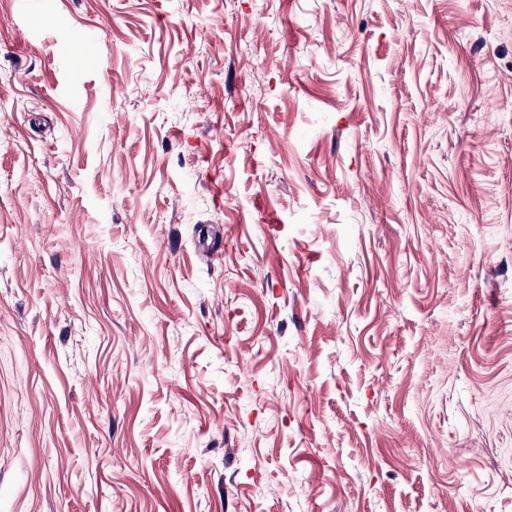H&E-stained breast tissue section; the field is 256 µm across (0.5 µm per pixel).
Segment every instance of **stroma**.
<instances>
[{
  "instance_id": "stroma-1",
  "label": "stroma",
  "mask_w": 512,
  "mask_h": 512,
  "mask_svg": "<svg viewBox=\"0 0 512 512\" xmlns=\"http://www.w3.org/2000/svg\"><path fill=\"white\" fill-rule=\"evenodd\" d=\"M0 512H512V0H0Z\"/></svg>"
}]
</instances>
